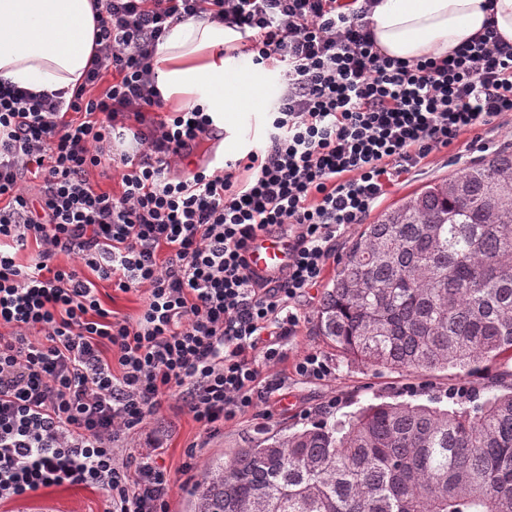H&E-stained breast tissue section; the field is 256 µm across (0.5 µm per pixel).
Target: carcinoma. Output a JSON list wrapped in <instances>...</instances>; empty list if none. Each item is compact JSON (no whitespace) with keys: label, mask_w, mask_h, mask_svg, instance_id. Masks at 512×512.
<instances>
[{"label":"carcinoma","mask_w":512,"mask_h":512,"mask_svg":"<svg viewBox=\"0 0 512 512\" xmlns=\"http://www.w3.org/2000/svg\"><path fill=\"white\" fill-rule=\"evenodd\" d=\"M366 367L421 375L512 360V151L364 225L317 312ZM189 512H512V382L470 406L368 403L204 465Z\"/></svg>","instance_id":"obj_1"}]
</instances>
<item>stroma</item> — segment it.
Wrapping results in <instances>:
<instances>
[{
	"mask_svg": "<svg viewBox=\"0 0 512 512\" xmlns=\"http://www.w3.org/2000/svg\"><path fill=\"white\" fill-rule=\"evenodd\" d=\"M271 108V102L260 98L250 109L225 113L224 127L228 132L224 140L225 159H234L249 149L262 147ZM484 155L483 149L473 145L471 136H461L447 149L433 153L425 165L402 174L370 213V221H377L386 210L430 182L448 177L459 165L475 162ZM361 230V225H353L339 238L337 256L328 261L323 282L297 304L300 317L297 333L281 345L288 358L267 369L268 374L285 382V395L280 402L259 405L243 418L226 423L219 435L209 438L181 400L175 398L166 403L159 414L148 418L138 434L127 439V447L135 450L148 447L153 441L160 445L161 457L172 480L170 512H189L190 485L183 472L188 460L200 465L205 460L226 456L233 449L256 444L273 432L302 427L315 418L330 415L342 418L369 401H410L426 386L435 391L460 394L481 390L490 387L494 375L504 370V362L498 361L486 372L469 378L461 377L454 369L428 376L376 371L351 361L318 336L315 321L325 282L334 276L338 256L345 254ZM307 352L318 353L327 360L331 367L328 377L306 380L296 375L294 364ZM104 508L102 491L81 485L45 488L25 498L0 500V512H104Z\"/></svg>",
	"mask_w": 512,
	"mask_h": 512,
	"instance_id": "35a3bbf8",
	"label": "stroma"
}]
</instances>
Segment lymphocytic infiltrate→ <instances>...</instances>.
<instances>
[{"instance_id": "obj_1", "label": "lymphocytic infiltrate", "mask_w": 512, "mask_h": 512, "mask_svg": "<svg viewBox=\"0 0 512 512\" xmlns=\"http://www.w3.org/2000/svg\"><path fill=\"white\" fill-rule=\"evenodd\" d=\"M376 0H103L95 51L70 100L0 87V498L84 485L104 512H169L156 449L121 445L182 396L206 436L269 402L297 332V301L342 230L461 135L512 113V45L486 27L445 56L389 57ZM205 18L241 33L253 65L280 70L266 145L213 172L179 164L214 127L166 111L157 44ZM119 168L120 194L90 169ZM37 174L28 195L22 182ZM294 231L274 280L246 258L257 233ZM33 264L18 261L29 242ZM73 264H56L58 254ZM91 276H84L83 268ZM147 285L137 321L103 306L97 280Z\"/></svg>"}]
</instances>
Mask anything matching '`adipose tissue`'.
<instances>
[{
  "label": "adipose tissue",
  "instance_id": "obj_1",
  "mask_svg": "<svg viewBox=\"0 0 512 512\" xmlns=\"http://www.w3.org/2000/svg\"><path fill=\"white\" fill-rule=\"evenodd\" d=\"M96 0H0V84L72 92L95 48ZM371 29L382 53L413 60L446 54L494 24L512 44V0H378ZM241 35L203 19L172 25L157 46V87L169 107L199 106L215 120L257 97L248 73L225 81L226 50Z\"/></svg>",
  "mask_w": 512,
  "mask_h": 512
}]
</instances>
